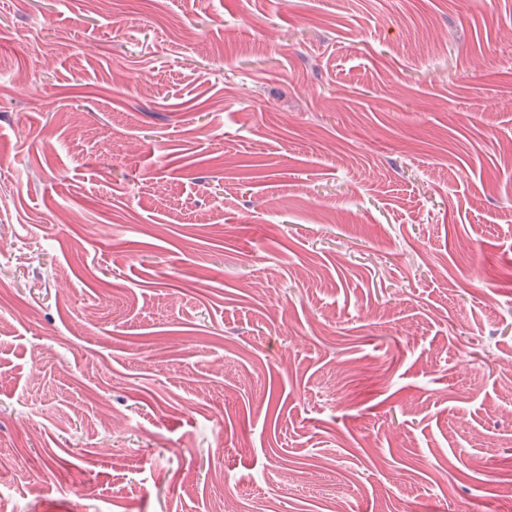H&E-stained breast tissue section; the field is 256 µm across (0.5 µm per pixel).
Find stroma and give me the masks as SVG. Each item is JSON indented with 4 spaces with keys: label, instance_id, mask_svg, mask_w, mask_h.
Listing matches in <instances>:
<instances>
[{
    "label": "stroma",
    "instance_id": "obj_1",
    "mask_svg": "<svg viewBox=\"0 0 512 512\" xmlns=\"http://www.w3.org/2000/svg\"><path fill=\"white\" fill-rule=\"evenodd\" d=\"M0 226L17 512H512V0H0Z\"/></svg>",
    "mask_w": 512,
    "mask_h": 512
}]
</instances>
